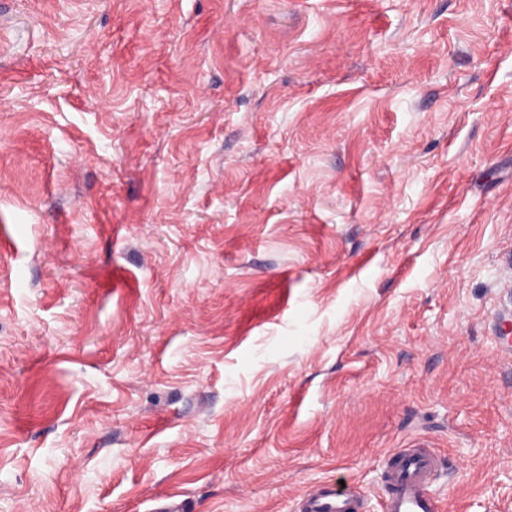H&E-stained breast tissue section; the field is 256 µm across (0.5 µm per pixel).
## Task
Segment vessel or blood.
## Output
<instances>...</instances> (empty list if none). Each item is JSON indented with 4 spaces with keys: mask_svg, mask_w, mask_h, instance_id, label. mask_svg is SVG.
Masks as SVG:
<instances>
[{
    "mask_svg": "<svg viewBox=\"0 0 512 512\" xmlns=\"http://www.w3.org/2000/svg\"><path fill=\"white\" fill-rule=\"evenodd\" d=\"M437 463L421 448H402L386 476L384 512H436L433 491ZM354 496L341 494L329 484L312 486L302 499L299 512H357Z\"/></svg>",
    "mask_w": 512,
    "mask_h": 512,
    "instance_id": "vessel-or-blood-1",
    "label": "vessel or blood"
}]
</instances>
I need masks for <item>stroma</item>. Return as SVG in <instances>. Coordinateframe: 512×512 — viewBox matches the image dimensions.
<instances>
[{"label":"stroma","mask_w":512,"mask_h":512,"mask_svg":"<svg viewBox=\"0 0 512 512\" xmlns=\"http://www.w3.org/2000/svg\"><path fill=\"white\" fill-rule=\"evenodd\" d=\"M512 0H0V512H512ZM386 476L385 512H437V463L422 448H400ZM358 501L354 496L337 493L326 483H317L302 499L299 512H356Z\"/></svg>","instance_id":"1"}]
</instances>
